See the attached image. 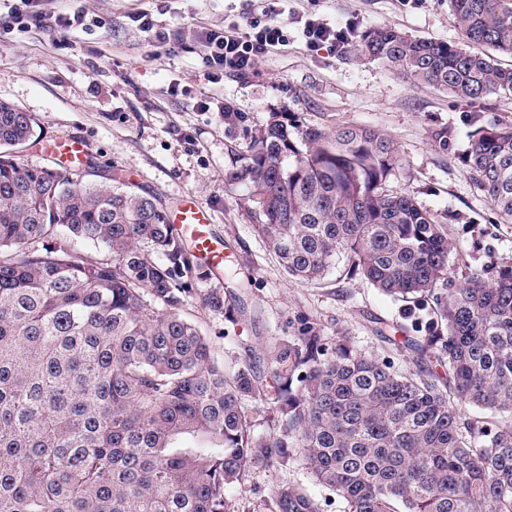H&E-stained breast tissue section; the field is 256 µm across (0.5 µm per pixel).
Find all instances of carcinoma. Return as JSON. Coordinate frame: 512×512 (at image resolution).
Segmentation results:
<instances>
[{
	"instance_id": "1",
	"label": "carcinoma",
	"mask_w": 512,
	"mask_h": 512,
	"mask_svg": "<svg viewBox=\"0 0 512 512\" xmlns=\"http://www.w3.org/2000/svg\"><path fill=\"white\" fill-rule=\"evenodd\" d=\"M472 53L373 28L357 54L461 100L512 94V0H450ZM34 119L0 103V512H229L227 486L253 463L300 454L348 512H512V262L493 284H448L452 243L406 193L383 185L393 143L274 112L231 181L253 189L255 231L288 274L315 281L346 260L382 293L427 311L399 324L415 371L349 349L301 319L271 365L231 372L180 314L197 296L238 321L163 207L110 175L20 164ZM466 165L512 220V126L469 136ZM99 250L89 260L83 247ZM270 436L243 402L262 376ZM486 416L462 419L459 406ZM277 512H321L305 489L273 490Z\"/></svg>"
}]
</instances>
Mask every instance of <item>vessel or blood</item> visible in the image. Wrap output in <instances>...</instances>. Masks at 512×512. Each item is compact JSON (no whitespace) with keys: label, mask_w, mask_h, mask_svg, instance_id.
Listing matches in <instances>:
<instances>
[{"label":"vessel or blood","mask_w":512,"mask_h":512,"mask_svg":"<svg viewBox=\"0 0 512 512\" xmlns=\"http://www.w3.org/2000/svg\"><path fill=\"white\" fill-rule=\"evenodd\" d=\"M179 234L189 237L200 260L209 268L219 270L224 266V245L215 236L207 210L193 198H184L169 216Z\"/></svg>","instance_id":"1"}]
</instances>
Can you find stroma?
<instances>
[{
	"instance_id": "35a3bbf8",
	"label": "stroma",
	"mask_w": 512,
	"mask_h": 512,
	"mask_svg": "<svg viewBox=\"0 0 512 512\" xmlns=\"http://www.w3.org/2000/svg\"><path fill=\"white\" fill-rule=\"evenodd\" d=\"M14 0H0V102L30 114L36 143L22 152L26 164L59 168L55 142L83 141L86 160L119 174L173 211L193 197L210 215L224 251L242 262L246 280L237 289L239 321L230 323L200 298L182 309L206 336L218 359L232 367L245 349L267 357L275 339L295 335L307 318L325 336L351 350L410 369L414 353L399 346L394 331L377 333L374 319L407 322V305L347 272L337 261L322 281L288 276L260 238L248 214L250 186L226 177L243 163L252 136L274 112L330 131L343 125L379 130L395 144L400 163L385 188L407 193L442 224L454 245L450 287L468 273L493 282L502 263L512 262V224L503 223L464 162L470 133L491 122L512 125V94L481 100L454 98L434 86L414 83L381 62L359 59L350 49L307 46L299 26H290L287 46L263 58L252 71L212 82L192 43L149 42L131 21L152 13L172 33L223 28L241 0H49L53 10L99 15L89 28L50 30L18 27ZM286 14L319 15L359 31L392 26L411 36L467 47L448 0H424L416 8L401 0H286ZM232 107L231 117L201 111L202 101ZM445 141H438L439 132ZM284 482L305 488L322 512H346L342 498L316 485L302 458L288 466L250 465L225 497L231 512H274L273 489Z\"/></svg>"
}]
</instances>
